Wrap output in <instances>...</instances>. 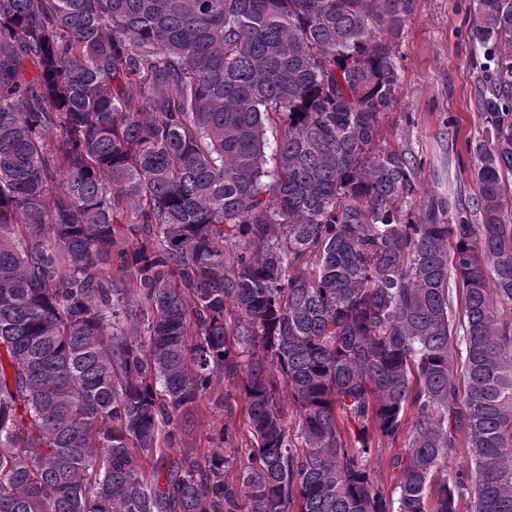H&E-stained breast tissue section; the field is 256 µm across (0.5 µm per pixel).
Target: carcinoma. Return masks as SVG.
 <instances>
[{"label": "carcinoma", "instance_id": "carcinoma-1", "mask_svg": "<svg viewBox=\"0 0 512 512\" xmlns=\"http://www.w3.org/2000/svg\"><path fill=\"white\" fill-rule=\"evenodd\" d=\"M412 4L0 0V512H512V0L479 224L380 145ZM189 434L182 437L179 447L175 449H166L167 456H177L183 448H201L202 453H208V449L213 446L209 442V437L213 434V430L219 427L222 420L228 421V417L224 415L222 409L213 405L209 397L201 399L194 408L192 415L189 417ZM396 449H382L378 456L371 460V468L374 477L387 495L393 491L392 472L389 469V461Z\"/></svg>", "mask_w": 512, "mask_h": 512}]
</instances>
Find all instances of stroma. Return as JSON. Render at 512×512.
<instances>
[{"instance_id":"35a3bbf8","label":"stroma","mask_w":512,"mask_h":512,"mask_svg":"<svg viewBox=\"0 0 512 512\" xmlns=\"http://www.w3.org/2000/svg\"><path fill=\"white\" fill-rule=\"evenodd\" d=\"M473 0H415L400 41L397 100L383 118V143L405 149L420 164L406 210L418 214L428 201L445 198L448 219L479 221V186L467 144L481 137L477 106L482 55L470 40ZM225 415L210 398L189 417L181 447L208 450Z\"/></svg>"}]
</instances>
